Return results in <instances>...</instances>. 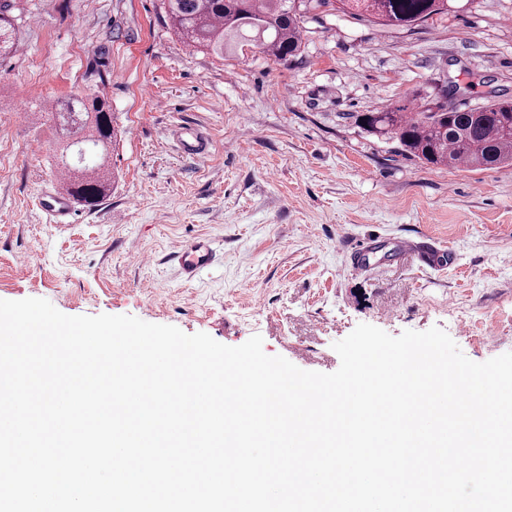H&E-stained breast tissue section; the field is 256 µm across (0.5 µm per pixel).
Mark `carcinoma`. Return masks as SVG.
<instances>
[{"label": "carcinoma", "mask_w": 512, "mask_h": 512, "mask_svg": "<svg viewBox=\"0 0 512 512\" xmlns=\"http://www.w3.org/2000/svg\"><path fill=\"white\" fill-rule=\"evenodd\" d=\"M172 27L196 49L224 54V47L255 42L269 56L288 62L301 48L302 18L319 0H164ZM339 9L395 28L410 29L435 15L466 9L461 0H338ZM22 0H0V58L17 49ZM51 129L92 149L81 175L66 181V193L92 209L112 193L108 158L115 139L112 112L100 95H70L55 102ZM355 124L433 166L492 169L512 165V100L493 99L482 107L448 109L443 95L413 111L401 106L354 116Z\"/></svg>", "instance_id": "carcinoma-1"}]
</instances>
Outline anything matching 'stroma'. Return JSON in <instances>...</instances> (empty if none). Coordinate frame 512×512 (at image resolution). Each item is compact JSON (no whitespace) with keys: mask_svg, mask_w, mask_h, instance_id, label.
Masks as SVG:
<instances>
[{"mask_svg":"<svg viewBox=\"0 0 512 512\" xmlns=\"http://www.w3.org/2000/svg\"><path fill=\"white\" fill-rule=\"evenodd\" d=\"M0 64V299L69 316L131 315L336 371L361 323L389 335L438 326L481 363L512 352V167L432 166L354 115L447 90L461 109L512 98V0L410 29L307 13L283 64L252 47L218 58L171 30L162 0H27ZM97 92L121 141L114 188L54 224L63 195L46 101ZM25 121H17L18 113ZM209 139L193 158L180 128ZM208 239L186 279L179 254ZM377 240L368 267L350 244Z\"/></svg>","mask_w":512,"mask_h":512,"instance_id":"obj_1","label":"stroma"}]
</instances>
